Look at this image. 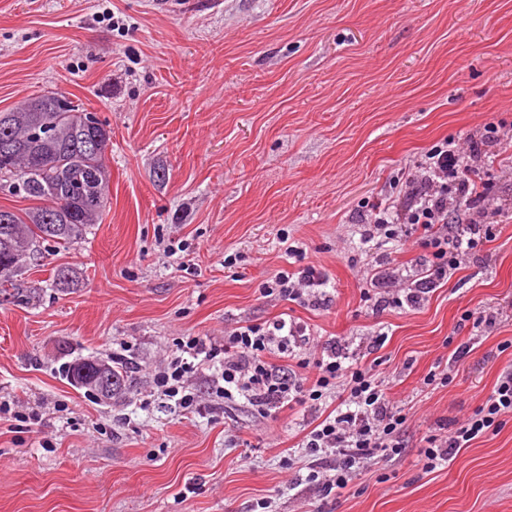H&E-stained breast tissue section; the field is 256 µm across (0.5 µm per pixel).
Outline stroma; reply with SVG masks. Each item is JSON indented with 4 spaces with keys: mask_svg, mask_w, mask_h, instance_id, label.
<instances>
[{
    "mask_svg": "<svg viewBox=\"0 0 512 512\" xmlns=\"http://www.w3.org/2000/svg\"><path fill=\"white\" fill-rule=\"evenodd\" d=\"M49 91L111 128L110 207L81 242L41 245L37 304H0V512H512V416L451 465L420 459L512 366V211L409 307L373 310L367 272L415 281L418 232L359 242L435 144L489 126L503 137L473 177L512 199V0H0V111ZM291 245L327 275L323 308L263 296L298 269ZM283 313L406 416L404 452L338 493L295 482L307 408L264 416L200 373L182 411L156 386L182 340L220 347ZM115 353L133 366L122 399L67 379Z\"/></svg>",
    "mask_w": 512,
    "mask_h": 512,
    "instance_id": "35a3bbf8",
    "label": "stroma"
}]
</instances>
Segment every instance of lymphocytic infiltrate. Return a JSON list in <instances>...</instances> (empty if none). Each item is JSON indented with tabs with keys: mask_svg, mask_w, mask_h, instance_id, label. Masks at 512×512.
<instances>
[{
	"mask_svg": "<svg viewBox=\"0 0 512 512\" xmlns=\"http://www.w3.org/2000/svg\"><path fill=\"white\" fill-rule=\"evenodd\" d=\"M480 150L475 139L464 148L451 140L435 146L410 179L404 204L378 206L367 215L365 242L399 237L409 226L423 230V244L433 256L418 287L409 288L388 277L371 278V285L381 288L374 309L416 305L424 285L447 279L475 254L481 224L497 212L469 176ZM464 208L474 211V218L449 224V216ZM326 285L324 271L306 264L294 273L279 272L264 292L319 309L328 302ZM273 354L279 355V362H270ZM307 368L313 369V378L302 377ZM206 370L213 374L218 396L244 398L262 414L277 413L294 403L309 406L315 422L303 437L302 449L311 457L336 455L339 462L327 470H310L306 482L347 488L358 464L378 453L397 454L403 449L400 434L406 417L391 405L383 382L369 369L349 362L334 342L311 349L310 336L299 322L281 316L236 326L226 331L220 351L201 338H188L159 373L157 386L187 408L193 398L185 382L191 374ZM334 391L339 394L338 403L326 409L324 400ZM507 414L512 415L511 367L499 374L491 395L452 434L429 438L423 450L425 469L452 464L461 449L497 432Z\"/></svg>",
	"mask_w": 512,
	"mask_h": 512,
	"instance_id": "obj_1",
	"label": "lymphocytic infiltrate"
}]
</instances>
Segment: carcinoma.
I'll use <instances>...</instances> for the list:
<instances>
[{"mask_svg": "<svg viewBox=\"0 0 512 512\" xmlns=\"http://www.w3.org/2000/svg\"><path fill=\"white\" fill-rule=\"evenodd\" d=\"M61 92H47L0 112V190L34 202L20 212L0 208V300L31 301L38 287L22 279L44 241L70 246L101 222L109 199L105 155L111 130Z\"/></svg>", "mask_w": 512, "mask_h": 512, "instance_id": "1", "label": "carcinoma"}]
</instances>
